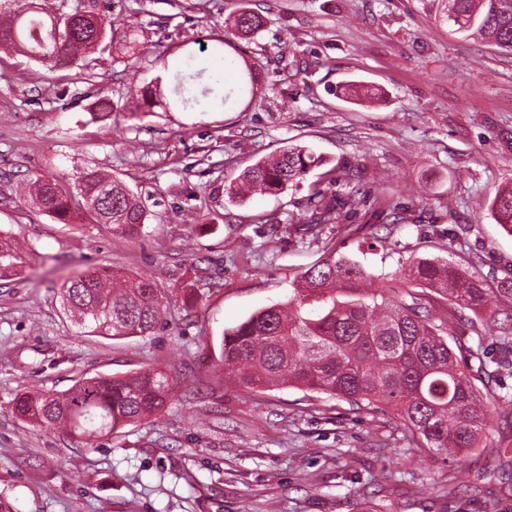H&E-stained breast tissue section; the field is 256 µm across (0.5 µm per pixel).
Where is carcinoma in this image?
<instances>
[{"mask_svg": "<svg viewBox=\"0 0 512 512\" xmlns=\"http://www.w3.org/2000/svg\"><path fill=\"white\" fill-rule=\"evenodd\" d=\"M435 19L465 37L478 35L512 51V0H429ZM266 17L243 9L232 22L239 39L253 37ZM137 23L75 8L50 13L31 0L26 9L0 20V49H8L56 69L83 63L94 68L91 54L117 40L133 45ZM258 69L244 62L239 95L254 92ZM207 70L172 73V104L201 111L226 105L221 79L209 78L195 92ZM327 164L308 146L289 144L271 157L247 166L228 191L229 201L249 188L278 195L300 184L313 169ZM30 200L56 221L77 219L106 224L113 231L135 235L147 220L138 197L121 182L87 166L79 186L71 190L52 177L35 173L29 179ZM359 191L345 196L316 193L306 213L291 219L296 233L306 235L320 224H340L359 205ZM498 224L512 236V185L489 204ZM24 259L14 240L0 236V278L18 274ZM368 277L355 260L327 247L323 257L305 270L287 302L262 308L224 332L221 364L226 377L252 390L294 387L365 405L390 409L403 421L417 448L442 459L466 456L479 447L490 430V412L507 396L479 388L475 381L512 368V317L498 321L497 303L512 300V272L488 277L448 260H411L395 285L361 292ZM435 292L448 301L445 317L436 315L430 298ZM64 309L82 327L112 338L143 336L159 324L166 304L155 280L132 275L106 279L85 271L61 288ZM499 326L500 358L495 369L479 357L482 329ZM453 337L456 347L448 344ZM176 382L160 370L129 377L86 378L63 393L24 394L16 400L19 413L46 430L67 429L94 441L116 429L160 411L173 395Z\"/></svg>", "mask_w": 512, "mask_h": 512, "instance_id": "obj_1", "label": "carcinoma"}]
</instances>
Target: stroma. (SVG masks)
Wrapping results in <instances>:
<instances>
[{"mask_svg": "<svg viewBox=\"0 0 512 512\" xmlns=\"http://www.w3.org/2000/svg\"><path fill=\"white\" fill-rule=\"evenodd\" d=\"M263 10L253 38L222 48L243 5ZM139 29L135 68L96 51L91 75L0 54V232L24 264L0 280V502L10 512H512V405L490 415L459 461L409 447L391 413L296 388L258 393L224 378V332L287 301L326 248L398 278L408 258L512 271V236L491 215L512 184V52L439 24L428 0H47ZM260 68L253 100L230 109L146 107L129 82L168 81L216 52ZM358 81L385 92L361 106L332 94ZM112 115L96 118L99 101ZM291 143L324 155L299 187L229 203L227 186ZM98 165L148 212L139 235L59 224L34 208L33 173L71 184ZM359 189L346 223L297 236L311 195ZM147 274L163 323L112 339L78 327L60 299L74 274ZM192 303H185L186 293ZM159 369L179 386L156 414L76 441L13 409L26 391Z\"/></svg>", "mask_w": 512, "mask_h": 512, "instance_id": "35a3bbf8", "label": "stroma"}]
</instances>
